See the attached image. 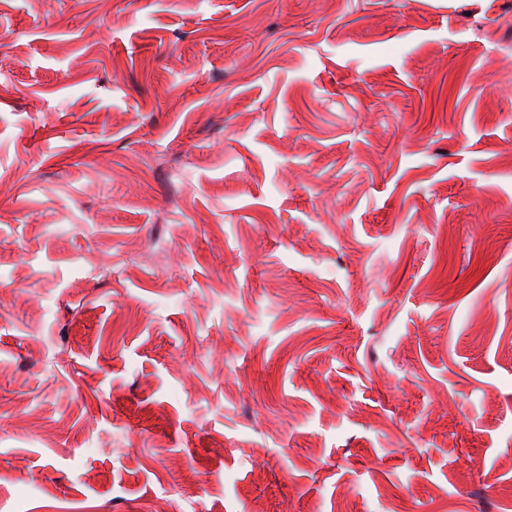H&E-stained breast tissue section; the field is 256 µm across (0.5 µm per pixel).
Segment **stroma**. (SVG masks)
<instances>
[{"label":"stroma","mask_w":512,"mask_h":512,"mask_svg":"<svg viewBox=\"0 0 512 512\" xmlns=\"http://www.w3.org/2000/svg\"><path fill=\"white\" fill-rule=\"evenodd\" d=\"M0 512H512V0H0Z\"/></svg>","instance_id":"obj_1"}]
</instances>
